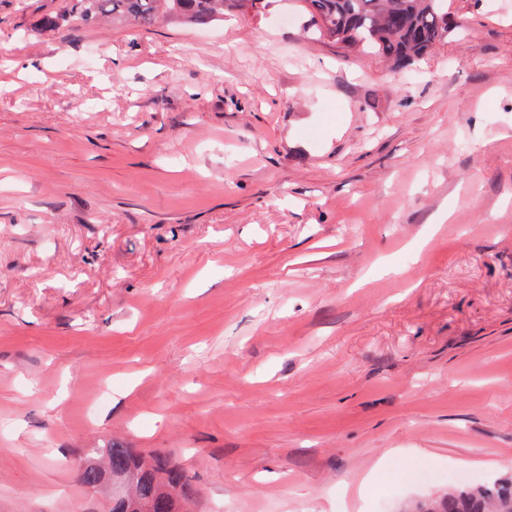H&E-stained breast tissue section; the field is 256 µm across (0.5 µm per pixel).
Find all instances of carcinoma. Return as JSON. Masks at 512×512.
<instances>
[{"label":"carcinoma","instance_id":"1","mask_svg":"<svg viewBox=\"0 0 512 512\" xmlns=\"http://www.w3.org/2000/svg\"><path fill=\"white\" fill-rule=\"evenodd\" d=\"M258 10L264 0H67L65 9L43 18L50 29H78L108 17L115 25L133 20L143 28L160 24L206 26L224 17V3ZM310 29L321 39L386 59L404 70L448 36L446 0H302ZM122 493L112 498L111 512H187L195 498L192 485L174 465L156 457L146 465L133 450L119 445L88 448L80 480L97 489L105 476ZM420 512H512V480L431 500Z\"/></svg>","mask_w":512,"mask_h":512}]
</instances>
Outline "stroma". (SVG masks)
<instances>
[{
    "label": "stroma",
    "instance_id": "obj_1",
    "mask_svg": "<svg viewBox=\"0 0 512 512\" xmlns=\"http://www.w3.org/2000/svg\"><path fill=\"white\" fill-rule=\"evenodd\" d=\"M0 0V512H108L85 449L191 512H413L512 476V0L413 73L307 38L47 30ZM420 466L417 482L406 479ZM102 460L106 466L101 465ZM79 472L90 490L95 491L106 474L119 484L122 493L112 497V512H187L185 506L196 494L168 459L156 457L146 465L132 448L115 444L86 449Z\"/></svg>",
    "mask_w": 512,
    "mask_h": 512
}]
</instances>
